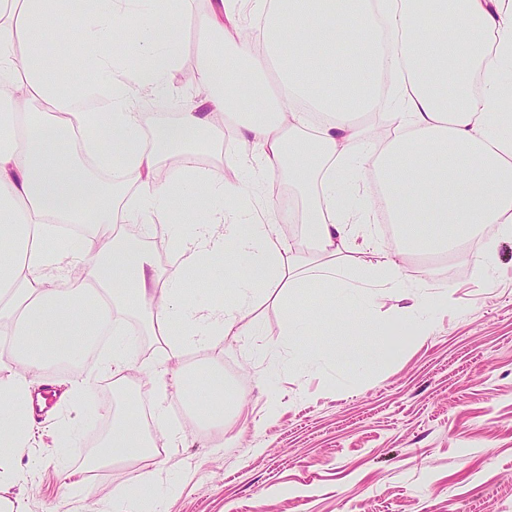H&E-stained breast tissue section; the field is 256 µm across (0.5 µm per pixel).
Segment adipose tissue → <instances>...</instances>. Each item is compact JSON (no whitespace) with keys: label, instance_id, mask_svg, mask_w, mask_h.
Segmentation results:
<instances>
[{"label":"adipose tissue","instance_id":"ef3b65f1","mask_svg":"<svg viewBox=\"0 0 512 512\" xmlns=\"http://www.w3.org/2000/svg\"><path fill=\"white\" fill-rule=\"evenodd\" d=\"M443 23L428 21L425 0H211L198 24L196 69L202 97L176 119L142 131L137 102L164 96L181 58L174 18L182 0H13L0 13V97L22 93L42 110L0 113V334L18 345L0 349V488L23 484L41 434L32 394L45 385L63 397L91 401L85 380L53 375V364L82 361L94 337L112 332L114 311L138 315L165 348L138 383L160 399L153 416L164 422L169 390L189 394L196 420L223 427L244 402L224 392V375L204 376L203 398L192 397L183 373L188 350L215 338L236 340L261 295L292 300L321 270L326 306L340 312L341 296L362 308L373 300L363 280L400 287L406 254H444L479 237L492 247L512 239V0H436ZM249 6L264 25L246 33L238 12ZM135 28L137 42L124 45ZM74 41L95 78L59 85L45 75L44 35ZM397 77L399 99L387 119L392 134L377 153L363 151L352 116L379 102L383 76ZM310 101L323 121L315 134L290 136L294 100ZM259 153L247 161L253 179L229 183L222 171L183 164L156 178L171 148L190 153L199 142L224 139V117ZM367 169L383 193L388 223L398 225L404 249L377 250L358 227L368 211L349 202L343 168ZM137 177L127 203L106 197L95 170ZM273 175L301 193L297 221L305 243L279 231V218L260 193ZM87 227L84 245H53L51 217ZM125 224L190 223L173 234L177 255L167 278L157 274ZM246 280L224 291L222 304L191 298L187 279H205L225 256ZM97 458L100 466L138 465L136 487L112 499V512L161 508L179 485L154 462L159 451L146 428L118 416Z\"/></svg>","mask_w":512,"mask_h":512}]
</instances>
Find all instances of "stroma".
<instances>
[{
  "instance_id": "stroma-1",
  "label": "stroma",
  "mask_w": 512,
  "mask_h": 512,
  "mask_svg": "<svg viewBox=\"0 0 512 512\" xmlns=\"http://www.w3.org/2000/svg\"><path fill=\"white\" fill-rule=\"evenodd\" d=\"M210 0H185L178 74L167 98L142 97L144 126L170 117L202 91L197 84V26ZM482 240L466 254L434 259L408 255L402 272L426 305L429 334L417 341L402 288L380 296L371 321L387 325L386 356H379L367 327L349 329L357 315L323 314L324 290L312 283L295 303L309 315L308 335L293 344L281 336L286 308L258 302V331L216 340L188 351V372L207 365L224 371V384L245 399L224 435L201 433L181 396L170 393L168 418L182 432L152 428L162 447L165 474L186 484L166 512H498L512 508V240L500 242L490 269L478 265ZM128 357L152 367L161 342L133 315L118 317ZM101 355L73 365L90 379L89 403L59 405L42 387L47 407L76 435L60 445L46 437L34 449L30 481L10 489L25 512H105L115 491L138 484L122 467L89 472L86 499L69 497L59 464L86 465L93 443L112 427L111 412L125 404L100 387L109 377Z\"/></svg>"
}]
</instances>
